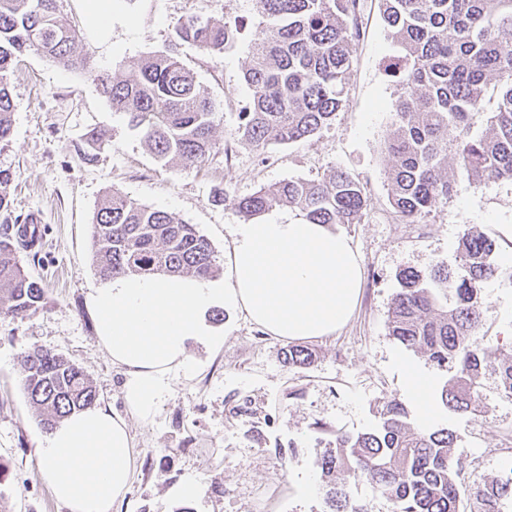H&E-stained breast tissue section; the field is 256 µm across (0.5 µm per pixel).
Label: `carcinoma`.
I'll return each mask as SVG.
<instances>
[{"label": "carcinoma", "mask_w": 512, "mask_h": 512, "mask_svg": "<svg viewBox=\"0 0 512 512\" xmlns=\"http://www.w3.org/2000/svg\"><path fill=\"white\" fill-rule=\"evenodd\" d=\"M383 22L402 54L387 70L396 78L391 130L384 149L391 205L413 223L431 214L453 192L455 177L475 181L512 180V0H379ZM261 17L244 78L251 96L235 130L257 150L307 140L331 125L346 100L352 68L351 44L361 35L360 0H254ZM239 26L190 16L175 30L179 42L208 55L232 47ZM66 22L58 0H0V142L9 139L14 110L10 75L18 58L39 53L67 70H85L87 54ZM112 109L131 127L157 161L203 164L228 150L214 138L219 108L168 49L146 56L124 79L97 77ZM495 112L484 133H471L472 116L488 90ZM104 134L91 131L83 155L94 156ZM457 167L448 168V154ZM13 174L0 170V316L18 318L36 310L45 290L24 269L15 247L29 249L20 218H11ZM288 204L312 224H359L369 200L360 181L336 169L328 178L288 180L235 199L232 207L247 222ZM94 263L103 279L118 275L211 278L218 272L211 242L171 213L138 203L114 190L92 221ZM496 243L463 231L456 266L437 265L422 273L404 268L392 299L387 328L403 346L424 354L438 369L457 367L439 401L446 409L478 415L479 379L494 374L512 398V351L487 354L476 342L479 299L496 272ZM313 351L290 345L288 369H306ZM24 391L46 429L95 404L98 394L81 368L50 350L35 347L20 360ZM379 425L349 434L324 424L333 447L316 466L325 479L328 512H347V483L366 479L395 512H503L512 484L495 477L474 494L465 510L460 476L465 463L454 457L455 435L446 427L410 421L397 399L378 409Z\"/></svg>", "instance_id": "cac0c4a2"}]
</instances>
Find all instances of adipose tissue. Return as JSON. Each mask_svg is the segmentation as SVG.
Listing matches in <instances>:
<instances>
[{
    "mask_svg": "<svg viewBox=\"0 0 512 512\" xmlns=\"http://www.w3.org/2000/svg\"><path fill=\"white\" fill-rule=\"evenodd\" d=\"M226 257V284L129 275L88 294L97 343L123 376L127 411L94 405L48 434L42 477L68 512H112L125 497L136 471L125 416L149 421L172 380L195 374L190 340L223 347V331L208 322L210 310H240L265 335L292 341L334 335L358 303L361 261L349 239L327 225L303 217L282 223L265 214L237 226Z\"/></svg>",
    "mask_w": 512,
    "mask_h": 512,
    "instance_id": "adipose-tissue-1",
    "label": "adipose tissue"
}]
</instances>
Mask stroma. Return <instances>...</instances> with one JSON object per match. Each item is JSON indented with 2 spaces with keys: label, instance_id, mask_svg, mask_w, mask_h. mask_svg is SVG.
<instances>
[{
  "label": "stroma",
  "instance_id": "stroma-1",
  "mask_svg": "<svg viewBox=\"0 0 512 512\" xmlns=\"http://www.w3.org/2000/svg\"><path fill=\"white\" fill-rule=\"evenodd\" d=\"M360 4L363 34L352 45L346 102L332 124L310 139L263 152L232 141L231 157L219 153L202 165L158 163L126 117L112 110L95 77L129 75L145 56L165 49L187 16L239 22L240 39L223 54L207 56L187 43L177 49L201 91L221 108L217 140H232L250 96L243 72L258 23L252 0H112L106 39L88 24L82 0H61L80 49L89 54L87 69L66 70L36 53L20 57L10 76L13 129L0 143V169L14 177L13 215L42 216V240L19 259L44 288L45 300L24 317L0 316V512H67L41 476L38 448L47 432L21 384L25 351L42 347L74 362L92 381L99 403L125 410L121 376L97 346L86 307L90 289L102 282L91 222L115 189L196 225L219 258L230 228L241 221L230 200L260 188L319 180L338 167L361 182L369 199L361 223L336 227L363 267L361 297L348 323L333 336L309 341L315 361L295 373L283 365L286 341L264 335L243 313L225 310L223 347L190 343L199 373L174 381L151 422L130 418L136 476L120 512H256L261 502L270 512H325L315 458L330 438L317 423L353 434L370 430L379 423L377 406L393 396L411 416H421L411 375L424 377L432 394L447 378L426 356L389 336L386 321L397 272L455 264L464 227L497 245V273L481 292L477 340L492 355L512 351V181L461 175L452 197L424 220L411 224L395 213L383 142L397 97L386 66L399 48L379 0ZM94 129L104 132L105 143L90 161L79 147ZM219 192L225 196L220 203L214 200ZM479 395L482 416L439 410L431 417L456 436L454 455L467 463V498L512 457V398L491 374L481 379ZM186 480L195 482L196 496L173 497L172 487Z\"/></svg>",
  "mask_w": 512,
  "mask_h": 512
}]
</instances>
